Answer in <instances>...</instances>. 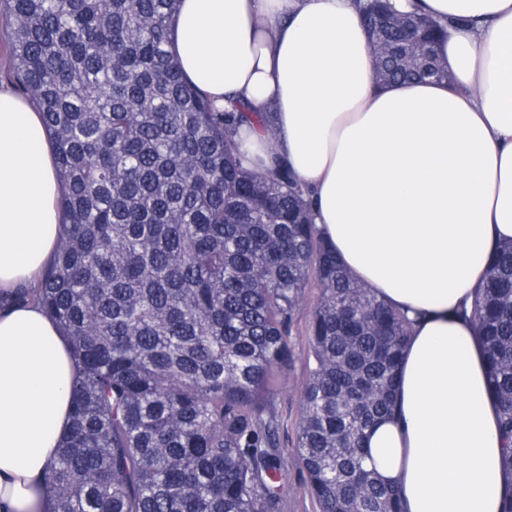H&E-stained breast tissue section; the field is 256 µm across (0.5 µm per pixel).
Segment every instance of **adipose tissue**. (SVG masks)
I'll return each mask as SVG.
<instances>
[{"instance_id": "adipose-tissue-1", "label": "adipose tissue", "mask_w": 512, "mask_h": 512, "mask_svg": "<svg viewBox=\"0 0 512 512\" xmlns=\"http://www.w3.org/2000/svg\"><path fill=\"white\" fill-rule=\"evenodd\" d=\"M417 2L464 19L438 52L452 85L378 86L353 0H180L166 49L220 109L270 112L277 153L350 275L411 322L398 411L368 446L405 512H500L497 409L472 318L491 255L512 240V0ZM41 112L0 85V290L33 287L64 232ZM80 372L36 303L0 310V512H50L45 471Z\"/></svg>"}]
</instances>
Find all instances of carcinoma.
Returning <instances> with one entry per match:
<instances>
[{
  "instance_id": "cac0c4a2",
  "label": "carcinoma",
  "mask_w": 512,
  "mask_h": 512,
  "mask_svg": "<svg viewBox=\"0 0 512 512\" xmlns=\"http://www.w3.org/2000/svg\"><path fill=\"white\" fill-rule=\"evenodd\" d=\"M179 0H6L11 82L56 146L65 234L34 301L81 373L72 426L45 473L52 512H278L283 462L271 379L310 278L321 294L294 453L317 512H403L366 464L394 415L410 326L356 281L279 161L250 169L239 132L272 131L243 102L212 105L166 50ZM389 0L359 3L389 47L386 80L449 82L405 64ZM428 48L443 28L406 16ZM473 319L498 407L512 512V242L491 257Z\"/></svg>"
}]
</instances>
